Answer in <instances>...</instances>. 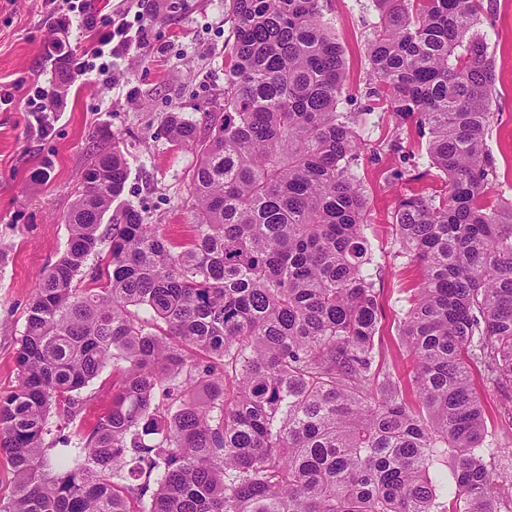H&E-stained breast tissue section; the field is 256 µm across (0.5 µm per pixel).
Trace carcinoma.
I'll return each mask as SVG.
<instances>
[{
    "label": "carcinoma",
    "mask_w": 512,
    "mask_h": 512,
    "mask_svg": "<svg viewBox=\"0 0 512 512\" xmlns=\"http://www.w3.org/2000/svg\"><path fill=\"white\" fill-rule=\"evenodd\" d=\"M374 3L364 97L414 122L446 178L442 197L404 195L395 210L423 269L402 336L424 413L377 371L365 143L339 110L346 63L320 0H229L224 119L193 174L192 239L172 242L132 207L100 232L126 162L101 144L85 164L66 250L29 307L18 384L0 395L14 474L0 512H500L512 472L485 461L472 384L480 365L512 385V204L487 201L484 0ZM73 79L58 67L52 101ZM167 132L197 143L180 112ZM102 256L94 285L77 287ZM109 365L111 407L74 433L75 457L51 454L49 421L75 420ZM447 456L449 476L435 472Z\"/></svg>",
    "instance_id": "1"
}]
</instances>
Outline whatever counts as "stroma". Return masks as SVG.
Segmentation results:
<instances>
[{
    "label": "stroma",
    "mask_w": 512,
    "mask_h": 512,
    "mask_svg": "<svg viewBox=\"0 0 512 512\" xmlns=\"http://www.w3.org/2000/svg\"><path fill=\"white\" fill-rule=\"evenodd\" d=\"M485 6L477 32L496 62L497 88L487 135L499 174L491 197L504 204L512 202V0H485ZM143 11L152 21L140 47L118 54L110 72L76 76L59 110L41 126L31 91L53 86L54 42L68 41L73 57L90 63V41L76 28L58 25L48 0H0V86L14 88L12 99L0 104V394L16 384L29 306L44 272L66 248L65 217L96 138L113 135L121 143L127 160L123 202L173 242L194 234L192 175L200 149L172 142L166 117L183 113L196 125L200 142L207 140L211 124L223 119L224 64L233 27L224 0H144ZM322 14L346 59L341 109L358 111L369 79L373 0H323ZM360 132L366 148L359 172L369 201L365 235L382 306L375 347L381 366L396 373L406 403L418 411L422 405L412 389L413 365L401 328L419 271L401 249L393 213L401 195H438L445 181L430 168L413 126L387 105H376ZM43 165L48 180L32 183L31 172ZM473 387L486 412V460L512 470V388L478 371ZM84 393L91 401L76 425L86 431L111 406V369Z\"/></svg>",
    "instance_id": "stroma-1"
}]
</instances>
